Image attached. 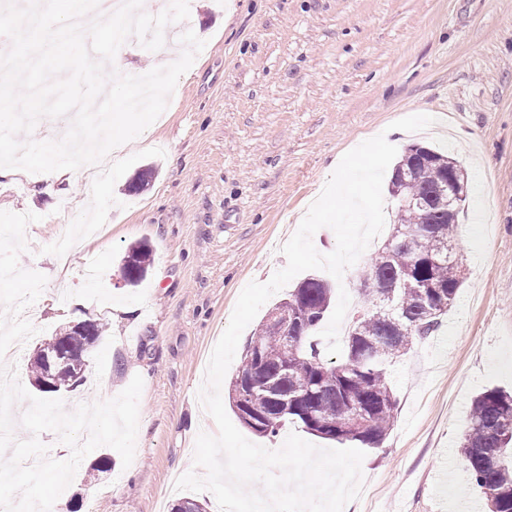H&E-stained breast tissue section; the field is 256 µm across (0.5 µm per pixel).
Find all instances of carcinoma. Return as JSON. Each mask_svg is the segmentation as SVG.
Returning a JSON list of instances; mask_svg holds the SVG:
<instances>
[{
  "instance_id": "obj_1",
  "label": "carcinoma",
  "mask_w": 512,
  "mask_h": 512,
  "mask_svg": "<svg viewBox=\"0 0 512 512\" xmlns=\"http://www.w3.org/2000/svg\"><path fill=\"white\" fill-rule=\"evenodd\" d=\"M450 168L467 184L458 161L431 148L422 153L411 144L396 164L388 187L397 201L391 230L363 279L373 301L352 315L341 362L326 359L312 340L333 298L321 278L305 279L288 296L300 313L296 333L283 335L269 316L259 325L230 382L233 388L241 376L253 381L244 427L273 437L300 423L326 440L379 447L398 411L387 366L414 339L438 330L446 311L434 310V302L444 294L453 305L465 280L462 261L450 255L458 217H448L438 191ZM152 262L148 243L128 247L121 258L127 286H137ZM102 332L94 323L79 336L57 333L36 345L28 362L33 388L51 376L60 391L78 383ZM511 447L512 393L487 389L472 402L460 453L475 484L492 495L489 512H512V461L504 458Z\"/></svg>"
}]
</instances>
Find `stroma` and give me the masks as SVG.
<instances>
[{"instance_id": "1", "label": "stroma", "mask_w": 512, "mask_h": 512, "mask_svg": "<svg viewBox=\"0 0 512 512\" xmlns=\"http://www.w3.org/2000/svg\"><path fill=\"white\" fill-rule=\"evenodd\" d=\"M186 28L206 42L162 118L98 185L76 177L46 192L32 161L0 177V322L28 355L67 323L106 325L66 410L144 381L135 457L103 446L68 487L69 512H158L180 498L198 432L216 434L198 392L212 350L250 282L284 268L281 251L336 160L382 130L398 151L420 143L455 156L468 177L455 247L466 279L431 336L390 367L396 423L365 451L369 487L344 512H465L482 494L459 442L475 396L512 388V0H189ZM428 112L419 132L393 129ZM155 174L137 194L129 181ZM154 260L135 288L121 283L127 247ZM130 309L115 314L116 302ZM109 472H93L100 457Z\"/></svg>"}]
</instances>
